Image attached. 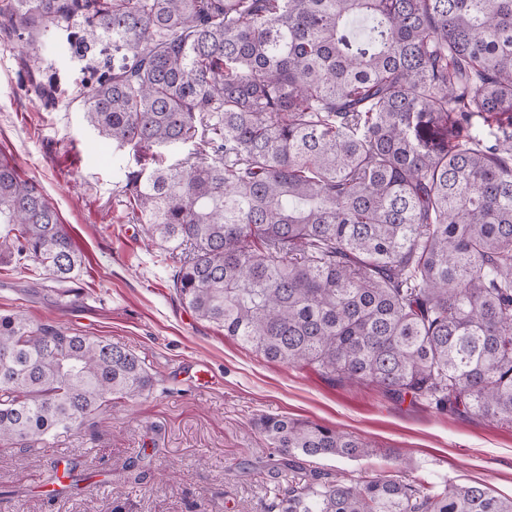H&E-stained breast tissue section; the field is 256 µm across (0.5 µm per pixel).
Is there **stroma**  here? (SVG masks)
<instances>
[{"label":"stroma","mask_w":512,"mask_h":512,"mask_svg":"<svg viewBox=\"0 0 512 512\" xmlns=\"http://www.w3.org/2000/svg\"><path fill=\"white\" fill-rule=\"evenodd\" d=\"M61 40L51 35L33 54L0 24V154L57 210L82 265L67 285L0 270V312L125 345L155 384L53 447H0V512H269L278 454L255 425L263 414L345 431L375 450L358 461L303 456L305 471L479 484L512 498V425L266 361L182 304L178 261L146 245L123 212L124 175L138 152L113 146L84 117L77 91L98 54H60ZM62 460L80 483L56 495L50 480Z\"/></svg>","instance_id":"obj_1"}]
</instances>
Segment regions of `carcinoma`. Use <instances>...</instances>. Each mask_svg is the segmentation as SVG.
Here are the masks:
<instances>
[{
  "label": "carcinoma",
  "mask_w": 512,
  "mask_h": 512,
  "mask_svg": "<svg viewBox=\"0 0 512 512\" xmlns=\"http://www.w3.org/2000/svg\"><path fill=\"white\" fill-rule=\"evenodd\" d=\"M26 46L103 43L85 117L118 147L192 142L125 175L181 255V302L269 362L512 424V0H4ZM56 209L0 156V266L68 282ZM153 387L132 349L0 313V447L36 450ZM271 512H512L483 486L297 478L364 459L265 415Z\"/></svg>",
  "instance_id": "obj_1"
}]
</instances>
